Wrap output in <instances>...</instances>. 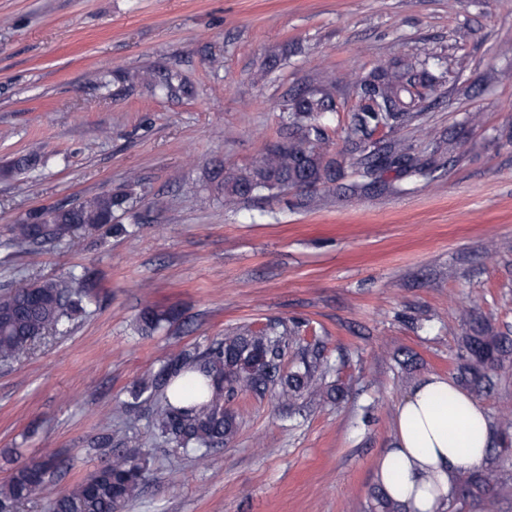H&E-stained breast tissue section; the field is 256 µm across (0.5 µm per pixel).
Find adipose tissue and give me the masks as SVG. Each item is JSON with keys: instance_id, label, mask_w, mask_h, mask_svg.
Wrapping results in <instances>:
<instances>
[{"instance_id": "1", "label": "adipose tissue", "mask_w": 512, "mask_h": 512, "mask_svg": "<svg viewBox=\"0 0 512 512\" xmlns=\"http://www.w3.org/2000/svg\"><path fill=\"white\" fill-rule=\"evenodd\" d=\"M396 432L377 461L379 484L405 512H444L457 475L485 463L495 427L470 395L431 375L399 404Z\"/></svg>"}]
</instances>
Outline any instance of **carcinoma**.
<instances>
[{
  "instance_id": "carcinoma-1",
  "label": "carcinoma",
  "mask_w": 512,
  "mask_h": 512,
  "mask_svg": "<svg viewBox=\"0 0 512 512\" xmlns=\"http://www.w3.org/2000/svg\"><path fill=\"white\" fill-rule=\"evenodd\" d=\"M440 66L433 57L400 60L378 66L353 85L358 106L346 127V139L357 151L351 162L360 180L344 186L355 195L372 189L399 192L402 182L427 180L443 161L461 156L462 141L456 136L435 140L430 156L423 158L398 133L418 122L423 111L438 100ZM151 92L169 96L184 88L179 74H149ZM288 134L266 151L260 162L244 171L224 174L218 191L230 198L261 195L291 186L309 188L336 185L344 179L343 164L328 153L324 115L336 111L330 94L296 93L284 104ZM394 173L392 180L385 174ZM131 195L124 191L103 193L48 212L41 223L23 222L12 228L9 246L28 252L71 235L80 227L110 226L114 214L130 208ZM79 277L50 278L28 288L0 295V360L25 355L34 342L82 312L83 295L74 288ZM169 315L146 307L138 330L153 332ZM297 321H274L245 328L211 342L202 350H182L170 355L156 372L137 381L129 390L133 403L160 395L151 424L160 442L186 456L202 457L231 442L237 433L236 416L227 408L240 396L270 392L289 406L304 397L339 400V385L324 386L326 367L319 343L308 344L295 354L293 370L284 372L288 350L296 342ZM459 364L455 380L477 399L491 393L501 372L512 371V335L488 320L470 318L458 338ZM501 465L499 487L478 470L460 475L456 497L473 512H485L494 497L512 494L508 483L507 448H493ZM146 461L139 455H123L89 477L51 498L45 512H120L136 500L142 489ZM57 463L53 458L18 466L0 483V512H16L19 504L46 483ZM375 512H403L401 504L383 489L374 495Z\"/></svg>"
}]
</instances>
